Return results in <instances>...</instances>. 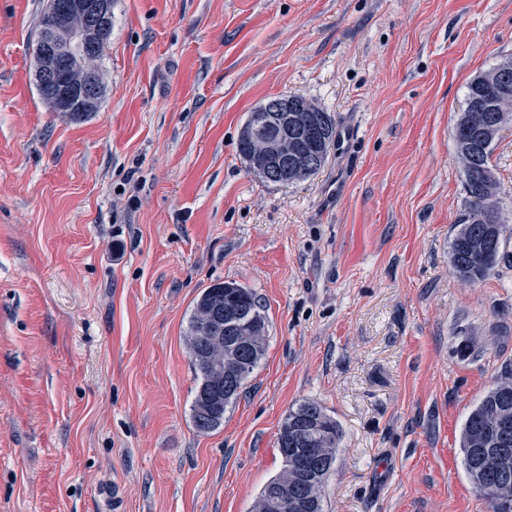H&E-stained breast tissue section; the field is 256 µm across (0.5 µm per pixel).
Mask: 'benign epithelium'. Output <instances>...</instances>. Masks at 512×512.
Here are the masks:
<instances>
[{"label": "benign epithelium", "instance_id": "1", "mask_svg": "<svg viewBox=\"0 0 512 512\" xmlns=\"http://www.w3.org/2000/svg\"><path fill=\"white\" fill-rule=\"evenodd\" d=\"M112 0H67L48 29L43 32L39 46L41 84L57 83L62 66H67L66 87L53 97L54 111L76 113L91 112L99 104L102 83L91 69V60L101 52L108 41ZM497 84L498 96L492 111L478 116L477 124L483 128L502 126L512 121V82L509 70L504 69L490 76ZM302 110L301 117L296 111ZM320 107L309 101L302 109L292 105L286 97L273 98L258 106L251 117V129L246 134L248 151L255 160L252 170L262 178H272L285 168L296 177L316 166L321 155L300 152L296 144L303 138L314 143L322 141V130L316 112ZM293 112V119L288 113ZM278 126L279 133L271 138H261L256 130L268 125ZM312 507V497H288V491H273L270 512H305Z\"/></svg>", "mask_w": 512, "mask_h": 512}]
</instances>
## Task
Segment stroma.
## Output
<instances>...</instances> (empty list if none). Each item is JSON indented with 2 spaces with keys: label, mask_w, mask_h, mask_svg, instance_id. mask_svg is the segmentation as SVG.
Segmentation results:
<instances>
[{
  "label": "stroma",
  "mask_w": 512,
  "mask_h": 512,
  "mask_svg": "<svg viewBox=\"0 0 512 512\" xmlns=\"http://www.w3.org/2000/svg\"><path fill=\"white\" fill-rule=\"evenodd\" d=\"M47 5L0 0V512H252L305 401L341 431L324 512H492L460 433L512 370V240L475 283L448 249L454 128L512 0H114L79 120L37 90ZM279 95L337 126L288 185L238 151ZM492 163L512 230V122ZM224 281L266 353L202 433L186 325Z\"/></svg>",
  "instance_id": "obj_1"
}]
</instances>
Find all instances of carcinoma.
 <instances>
[{
	"instance_id": "carcinoma-1",
	"label": "carcinoma",
	"mask_w": 512,
	"mask_h": 512,
	"mask_svg": "<svg viewBox=\"0 0 512 512\" xmlns=\"http://www.w3.org/2000/svg\"><path fill=\"white\" fill-rule=\"evenodd\" d=\"M503 64L475 76L467 87V98L488 102L485 78L501 69ZM326 144L330 148L336 139V122L328 112L320 113ZM500 129L487 134V149L479 154L478 167L463 171L466 194L473 207L463 218L450 242L448 267L456 276L467 281L484 280L495 273L506 258L504 220L490 212L487 200L499 193V183L491 164L494 142ZM234 304L240 319L232 333H227L224 308ZM266 316L254 292L237 282H218L205 288L193 305L186 341L190 362L199 384L192 405L194 426L213 431L224 424V413L237 400L245 382L259 366L266 350ZM512 423V374L492 387L467 415L461 432L463 466L472 483L489 479L483 468L484 456L499 447L503 420ZM301 435L297 457H288L279 474L258 494L253 512L267 508L269 495L277 486L293 490L302 486L304 469L300 459L314 457L326 450L336 454L340 428L320 404L306 401L290 409L277 438L279 454H284L286 441ZM334 462L320 468L315 483L308 488L313 496L311 512H323V486ZM492 512H512V475L501 494L489 500Z\"/></svg>"
}]
</instances>
